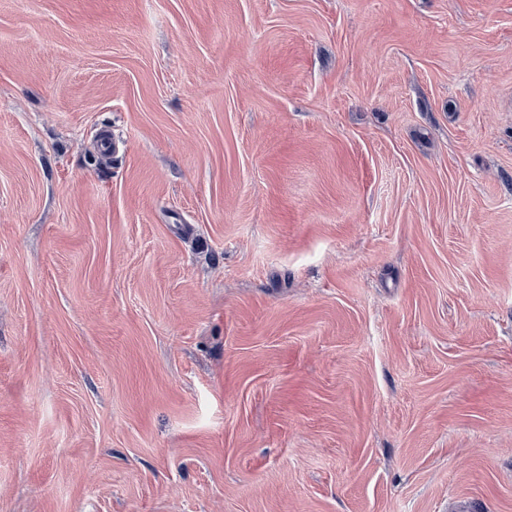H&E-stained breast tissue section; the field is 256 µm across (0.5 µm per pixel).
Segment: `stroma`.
<instances>
[{"mask_svg": "<svg viewBox=\"0 0 512 512\" xmlns=\"http://www.w3.org/2000/svg\"><path fill=\"white\" fill-rule=\"evenodd\" d=\"M468 500L512 512V0H0V512Z\"/></svg>", "mask_w": 512, "mask_h": 512, "instance_id": "obj_1", "label": "stroma"}]
</instances>
